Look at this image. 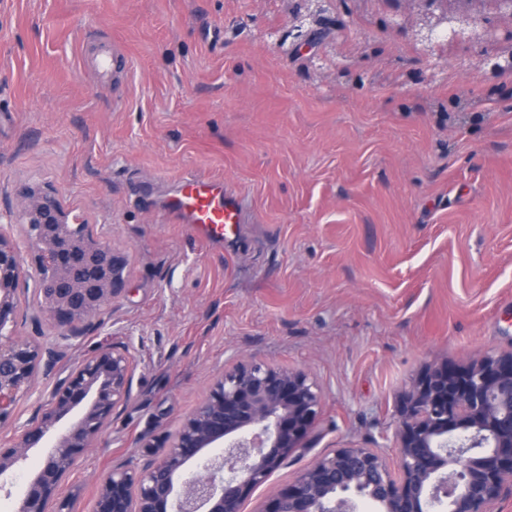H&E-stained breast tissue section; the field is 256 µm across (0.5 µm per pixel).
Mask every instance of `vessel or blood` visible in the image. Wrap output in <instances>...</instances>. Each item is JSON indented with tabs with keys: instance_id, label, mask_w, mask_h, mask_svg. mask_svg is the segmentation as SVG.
<instances>
[{
	"instance_id": "b4317fda",
	"label": "vessel or blood",
	"mask_w": 512,
	"mask_h": 512,
	"mask_svg": "<svg viewBox=\"0 0 512 512\" xmlns=\"http://www.w3.org/2000/svg\"><path fill=\"white\" fill-rule=\"evenodd\" d=\"M100 81L106 82L127 71L126 58L116 49L100 45L94 61ZM164 212L185 224L194 225L205 238L223 237L227 226L243 221L244 201L227 189L223 182L193 175L181 177L163 202Z\"/></svg>"
}]
</instances>
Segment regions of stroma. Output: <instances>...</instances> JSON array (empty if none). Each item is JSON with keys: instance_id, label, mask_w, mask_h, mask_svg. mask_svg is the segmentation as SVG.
Masks as SVG:
<instances>
[{"instance_id": "obj_1", "label": "stroma", "mask_w": 512, "mask_h": 512, "mask_svg": "<svg viewBox=\"0 0 512 512\" xmlns=\"http://www.w3.org/2000/svg\"><path fill=\"white\" fill-rule=\"evenodd\" d=\"M0 0V225L52 188L128 257L124 293L85 322L56 378L105 347L136 359L129 399L62 484L94 512L118 462L165 452L213 378L246 360L307 373L323 411L244 512L317 458L392 452L403 394L427 369L512 350V82L455 45L430 56L390 0ZM130 61L97 82L98 38ZM187 173L246 202L224 239L169 220ZM15 335L57 346L35 293Z\"/></svg>"}]
</instances>
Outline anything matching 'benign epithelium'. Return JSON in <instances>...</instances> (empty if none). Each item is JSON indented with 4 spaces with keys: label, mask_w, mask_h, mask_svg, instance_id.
<instances>
[{
    "label": "benign epithelium",
    "mask_w": 512,
    "mask_h": 512,
    "mask_svg": "<svg viewBox=\"0 0 512 512\" xmlns=\"http://www.w3.org/2000/svg\"><path fill=\"white\" fill-rule=\"evenodd\" d=\"M415 14L426 51L439 41L512 42V24L485 15L448 23L437 0H402ZM35 275L0 226V489L33 448L49 447L17 512H49L61 482L95 445L112 412L131 394L134 360L104 348L83 359L50 390L37 424H19V401L49 374L54 359L38 343L13 336L20 294L34 287L67 342L83 323L119 297L127 259L96 241L80 215L54 190L19 197ZM322 390L302 371L240 363L217 377L180 425L168 449L136 469L112 468L100 484L95 512H242V505L294 452L310 446ZM58 435L52 443L46 436ZM512 496V352L467 366L442 365L419 376L398 409L394 461L378 448H338L293 482L270 491L265 512H496Z\"/></svg>",
    "instance_id": "obj_1"
}]
</instances>
